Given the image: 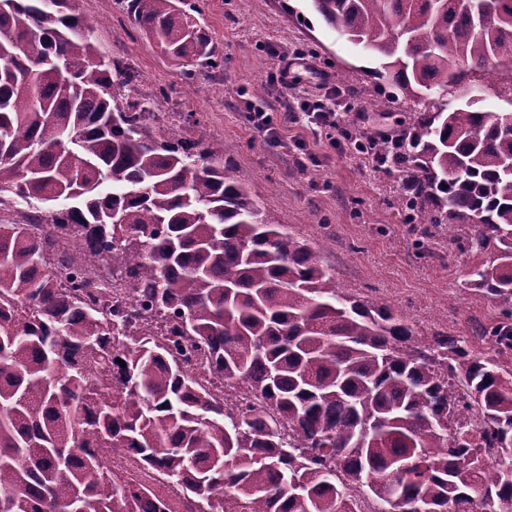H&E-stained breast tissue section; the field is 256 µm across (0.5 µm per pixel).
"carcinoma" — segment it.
Wrapping results in <instances>:
<instances>
[{
  "instance_id": "cac0c4a2",
  "label": "carcinoma",
  "mask_w": 512,
  "mask_h": 512,
  "mask_svg": "<svg viewBox=\"0 0 512 512\" xmlns=\"http://www.w3.org/2000/svg\"><path fill=\"white\" fill-rule=\"evenodd\" d=\"M181 2L122 0L187 75L224 66ZM312 7L416 107L397 137L368 129L355 147L400 173L393 206L418 244L448 228L492 317L425 336L344 293L224 176V145L167 140L122 97L132 74L69 0H0V195L62 205L28 215L42 239L0 224V512H165L112 475L114 448L192 512H351L350 484L380 512H512V117L478 98L448 109L449 74L483 80L512 60V0ZM87 265L124 271L138 300L112 305L78 279ZM191 354L205 385L182 366ZM241 382L269 414L224 406Z\"/></svg>"
}]
</instances>
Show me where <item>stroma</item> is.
Instances as JSON below:
<instances>
[{
  "mask_svg": "<svg viewBox=\"0 0 512 512\" xmlns=\"http://www.w3.org/2000/svg\"><path fill=\"white\" fill-rule=\"evenodd\" d=\"M198 20L224 66L186 76L160 54L126 14L120 0H77L95 20L102 56L124 58L134 79L126 95L150 102L162 136H205L224 145V172L248 187L259 204L313 248L338 288L360 298H383L426 333L465 334L492 304L465 284V258L441 234L415 246L411 225L392 203L396 173L357 152L353 138L369 126L396 128L410 110L379 104L373 73L378 58L325 26L310 0H194ZM303 56L299 80L281 89L275 76ZM335 110L338 129L311 136L305 105ZM270 113L282 137L271 144L245 115ZM197 125H189V118Z\"/></svg>",
  "mask_w": 512,
  "mask_h": 512,
  "instance_id": "obj_1",
  "label": "stroma"
}]
</instances>
